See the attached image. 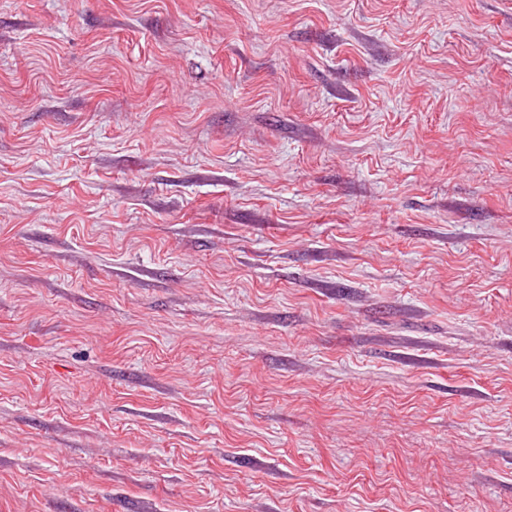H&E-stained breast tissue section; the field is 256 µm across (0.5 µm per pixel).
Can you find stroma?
Masks as SVG:
<instances>
[{"mask_svg": "<svg viewBox=\"0 0 512 512\" xmlns=\"http://www.w3.org/2000/svg\"><path fill=\"white\" fill-rule=\"evenodd\" d=\"M0 512H512V0H0Z\"/></svg>", "mask_w": 512, "mask_h": 512, "instance_id": "1", "label": "stroma"}]
</instances>
